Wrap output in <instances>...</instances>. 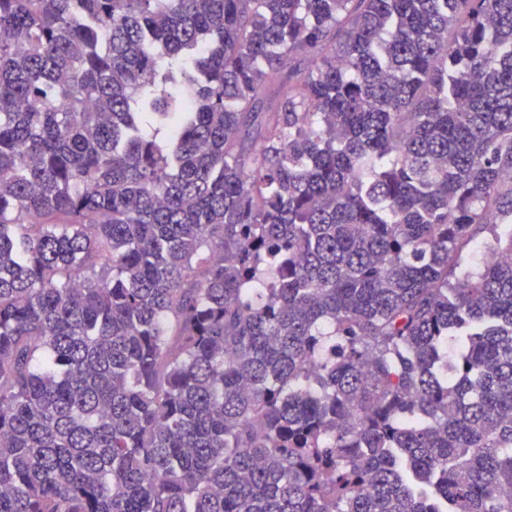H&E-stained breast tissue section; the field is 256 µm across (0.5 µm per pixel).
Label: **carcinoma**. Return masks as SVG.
Returning <instances> with one entry per match:
<instances>
[{"label":"carcinoma","mask_w":512,"mask_h":512,"mask_svg":"<svg viewBox=\"0 0 512 512\" xmlns=\"http://www.w3.org/2000/svg\"><path fill=\"white\" fill-rule=\"evenodd\" d=\"M0 512H512V0H0Z\"/></svg>","instance_id":"obj_1"}]
</instances>
